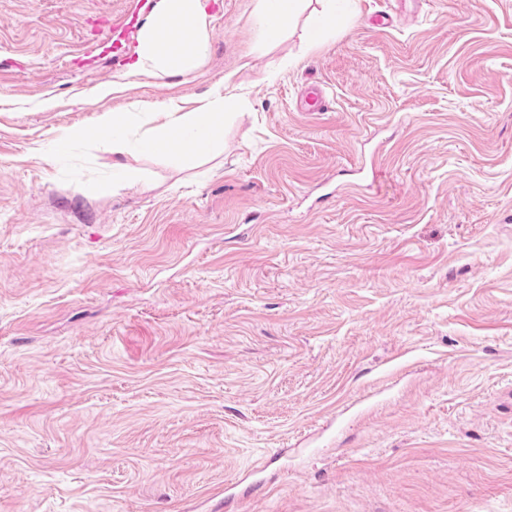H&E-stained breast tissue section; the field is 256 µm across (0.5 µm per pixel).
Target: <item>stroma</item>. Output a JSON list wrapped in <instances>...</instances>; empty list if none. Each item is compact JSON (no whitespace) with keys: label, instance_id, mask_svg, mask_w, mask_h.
<instances>
[{"label":"stroma","instance_id":"35a3bbf8","mask_svg":"<svg viewBox=\"0 0 512 512\" xmlns=\"http://www.w3.org/2000/svg\"><path fill=\"white\" fill-rule=\"evenodd\" d=\"M128 7L0 0V512H512V0L259 54L211 0L202 70L131 81ZM226 79L216 149L99 146L87 90Z\"/></svg>","mask_w":512,"mask_h":512}]
</instances>
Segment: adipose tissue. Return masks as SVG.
<instances>
[{
	"mask_svg": "<svg viewBox=\"0 0 512 512\" xmlns=\"http://www.w3.org/2000/svg\"><path fill=\"white\" fill-rule=\"evenodd\" d=\"M305 0H252L250 25L257 31L256 49H263L295 22ZM209 0H160L158 8L140 29L139 50L129 64L131 76L163 77L177 72H194L207 59ZM226 87L216 84L199 106L184 110L177 101H169L155 110H147L139 101L124 110L106 107L111 89L95 90L101 107L97 119L100 141L111 146L113 153H155L177 160L187 155L189 147H212L224 126ZM150 111L151 118L138 132H130L131 115Z\"/></svg>",
	"mask_w": 512,
	"mask_h": 512,
	"instance_id": "1",
	"label": "adipose tissue"
}]
</instances>
